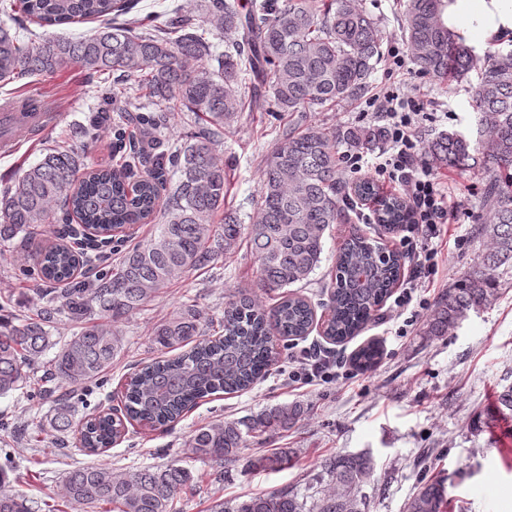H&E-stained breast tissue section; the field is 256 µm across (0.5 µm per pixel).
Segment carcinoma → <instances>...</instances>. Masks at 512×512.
Returning <instances> with one entry per match:
<instances>
[{"mask_svg": "<svg viewBox=\"0 0 512 512\" xmlns=\"http://www.w3.org/2000/svg\"><path fill=\"white\" fill-rule=\"evenodd\" d=\"M448 0H405L404 30L411 59L421 70L451 75L455 81L476 73L472 107L480 115L484 138L474 146L458 131L439 134L428 147L429 165L488 173L480 206L487 218L479 234L489 241L480 262L455 282L438 301L430 333L441 336L497 295L500 269H512V48L479 56L443 14ZM128 0H0V12L24 15L41 28L95 20L96 33L80 38L43 37L28 31L20 39L0 23V82L57 73L78 66L91 75L118 74L129 82L136 100L154 106V115H138L135 124L149 129L140 142L126 137L129 110L117 103L114 90L103 91L110 106L125 113L118 125L116 151L126 152L117 167L92 166L72 150L47 148L42 159L0 193V240L20 238L30 244L34 231L62 225L59 240L36 249L39 279L35 288L42 307L19 324L0 327V395L22 388L29 371L57 345L50 327L65 315L82 324L50 360L41 399L49 400L58 380L78 390L112 368L123 348L114 324L140 310L160 288L186 273L208 267L218 256L215 238L228 246L244 237L260 263L268 288H288L308 280L319 266L325 233L346 219L338 177L336 146L357 149L381 136L380 131H328L304 127L294 115L346 103L368 86L380 56L381 32L360 0H261L244 16L238 0H208L207 21L230 35V45L212 67L210 47L184 15L140 25L124 19ZM255 79L251 99L240 92V74ZM271 89L274 105L288 113V133L271 151L262 174L259 210L250 224L224 210V166L215 151L224 132V117L263 108ZM196 114L202 126L191 142L171 155L156 152L155 132L167 112ZM177 180L168 184L169 169ZM166 196H161V191ZM224 212V224L214 222ZM376 218L387 233L400 231L408 205L398 196L377 198ZM101 232H121L135 224H151L144 246H134L113 267L100 272L105 250L78 242L73 221ZM405 256L386 251L354 232L339 249L332 282L329 318L323 334L342 342L361 331L373 312L399 282ZM94 275L76 279L80 266ZM65 287L59 288L57 284ZM314 310L308 301L289 294L269 311L248 298L224 306L222 334L204 338L199 314L189 308L158 326L154 342L162 355L132 373L122 393L120 413H98L80 428V445L99 455L136 422L165 429L199 401L216 393H238L263 378L276 360L272 335L297 338L308 334ZM380 347L368 343L354 355L361 370L372 368ZM72 403L54 400L51 425L73 428ZM302 413L297 404L281 403L245 420L219 421L200 427L189 447L199 457L236 462L243 434L273 436L289 428ZM495 417L512 421V385L499 392ZM291 464L288 450L246 461L251 470L278 471ZM335 489L312 506L297 492L279 488L248 496L231 508L217 504L213 512H363L358 497L362 479L372 470L364 455H338L321 463ZM186 468L144 467L117 473L105 463L76 468L65 475V498L81 512L110 505V512H177L181 496L193 490ZM444 479L424 477L408 500L406 512H447ZM0 512H33L29 499L0 492Z\"/></svg>", "mask_w": 512, "mask_h": 512, "instance_id": "cac0c4a2", "label": "carcinoma"}]
</instances>
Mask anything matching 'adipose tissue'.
I'll list each match as a JSON object with an SVG mask.
<instances>
[{
    "label": "adipose tissue",
    "instance_id": "adipose-tissue-1",
    "mask_svg": "<svg viewBox=\"0 0 512 512\" xmlns=\"http://www.w3.org/2000/svg\"><path fill=\"white\" fill-rule=\"evenodd\" d=\"M448 27L479 39L512 34V0H448Z\"/></svg>",
    "mask_w": 512,
    "mask_h": 512
}]
</instances>
